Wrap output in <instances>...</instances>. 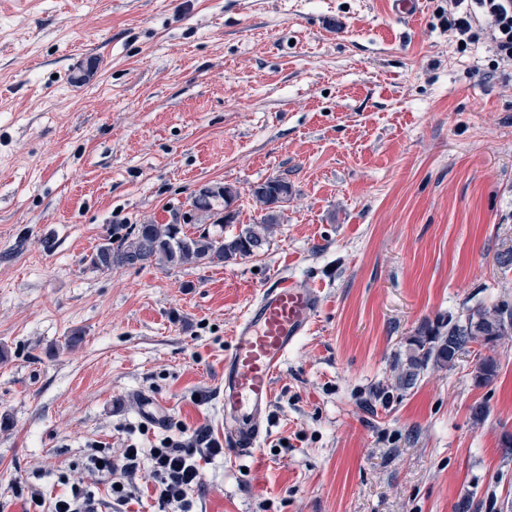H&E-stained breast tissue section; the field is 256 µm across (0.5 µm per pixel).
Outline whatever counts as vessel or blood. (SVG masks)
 Wrapping results in <instances>:
<instances>
[{
	"label": "vessel or blood",
	"instance_id": "vessel-or-blood-1",
	"mask_svg": "<svg viewBox=\"0 0 512 512\" xmlns=\"http://www.w3.org/2000/svg\"><path fill=\"white\" fill-rule=\"evenodd\" d=\"M321 301L320 289L283 277L260 290L234 328L224 356V440L232 458L248 456L259 447L266 434L273 381L308 332Z\"/></svg>",
	"mask_w": 512,
	"mask_h": 512
}]
</instances>
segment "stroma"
<instances>
[{
	"mask_svg": "<svg viewBox=\"0 0 512 512\" xmlns=\"http://www.w3.org/2000/svg\"><path fill=\"white\" fill-rule=\"evenodd\" d=\"M420 0H0V503L120 454L222 436L231 332L267 283L322 304L268 433L204 465L201 512H512V336L390 388L425 323L512 303V88ZM288 178L269 247L226 265L92 270L116 224L200 187ZM488 416L474 423L471 409Z\"/></svg>",
	"mask_w": 512,
	"mask_h": 512,
	"instance_id": "1",
	"label": "stroma"
}]
</instances>
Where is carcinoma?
<instances>
[{"label":"carcinoma","instance_id":"cac0c4a2","mask_svg":"<svg viewBox=\"0 0 512 512\" xmlns=\"http://www.w3.org/2000/svg\"><path fill=\"white\" fill-rule=\"evenodd\" d=\"M248 195L259 221L238 233L214 237L206 231L192 235L182 224H159L154 220L140 224H114L89 257V266L102 273L125 267L155 265L161 268L187 264H224L253 256L270 245L274 227L281 223L292 196V187L283 177H269L250 187ZM240 197L231 184H216L191 197L193 224H226L225 211ZM512 335V305L506 301L491 307L477 306L439 324H424L407 339L393 364V387L414 388L429 369L454 365L460 353L477 357L475 382L488 385L498 375V362L483 353L491 342Z\"/></svg>","mask_w":512,"mask_h":512}]
</instances>
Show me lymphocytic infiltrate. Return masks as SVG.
Returning <instances> with one entry per match:
<instances>
[{
  "label": "lymphocytic infiltrate",
  "instance_id": "f902f5d3",
  "mask_svg": "<svg viewBox=\"0 0 512 512\" xmlns=\"http://www.w3.org/2000/svg\"><path fill=\"white\" fill-rule=\"evenodd\" d=\"M443 22L459 49L488 42L489 69L502 79L512 78V0H448ZM223 453L222 444L203 430L183 440L164 438L149 448L132 443L117 457L95 444L88 449L84 465L108 484L109 503L116 512H127L135 500L134 480L145 465L151 468L155 512H197L193 492L200 470ZM25 502L29 512H97L98 498L81 483L71 484L50 500L31 485Z\"/></svg>",
  "mask_w": 512,
  "mask_h": 512
}]
</instances>
